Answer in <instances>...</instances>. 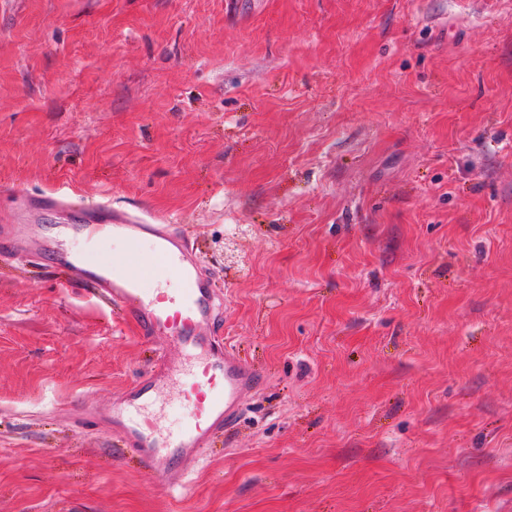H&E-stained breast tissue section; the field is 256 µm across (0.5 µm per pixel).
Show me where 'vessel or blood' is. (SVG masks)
<instances>
[{
    "label": "vessel or blood",
    "mask_w": 512,
    "mask_h": 512,
    "mask_svg": "<svg viewBox=\"0 0 512 512\" xmlns=\"http://www.w3.org/2000/svg\"><path fill=\"white\" fill-rule=\"evenodd\" d=\"M146 236L153 244L147 257L135 250ZM117 237L129 248L108 258L91 261L78 249L82 242ZM73 241L56 257L76 274L78 284L97 288L119 305L140 336L173 343L184 355L181 363L158 362L138 375L104 415L142 468L163 487L176 486L214 437L237 419L262 378L221 346L222 315L212 283L169 225L139 224L103 205L74 225ZM175 378L185 382L182 396L190 411L182 423L161 431L147 410Z\"/></svg>",
    "instance_id": "vessel-or-blood-1"
}]
</instances>
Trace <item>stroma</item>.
Masks as SVG:
<instances>
[{
    "label": "stroma",
    "instance_id": "35a3bbf8",
    "mask_svg": "<svg viewBox=\"0 0 512 512\" xmlns=\"http://www.w3.org/2000/svg\"><path fill=\"white\" fill-rule=\"evenodd\" d=\"M173 225L264 383L186 486L108 422L178 347L66 284ZM0 512H512V0H0Z\"/></svg>",
    "mask_w": 512,
    "mask_h": 512
}]
</instances>
